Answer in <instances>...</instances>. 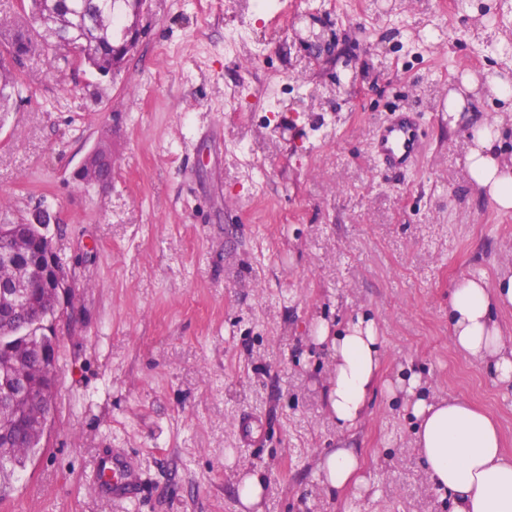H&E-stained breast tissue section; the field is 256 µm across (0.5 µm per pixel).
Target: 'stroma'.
I'll use <instances>...</instances> for the list:
<instances>
[{"label": "stroma", "instance_id": "35a3bbf8", "mask_svg": "<svg viewBox=\"0 0 512 512\" xmlns=\"http://www.w3.org/2000/svg\"><path fill=\"white\" fill-rule=\"evenodd\" d=\"M141 37L114 78L72 75L42 47L0 59L21 92L0 111V223L42 212L79 280L57 352L44 453L16 470L0 512H241L247 472L263 512H452L386 382L422 372L433 394L498 423L512 456V388L448 334L463 275L512 270V212L475 192L465 129L446 103L464 75L473 119L512 101L486 89L512 45V9L487 21L457 0H144ZM354 82H343L346 69ZM424 131L415 169L377 167L369 144L398 108ZM112 182L76 178L101 138ZM375 319L384 386L340 431L319 323ZM260 443L242 440L240 412ZM357 449L368 491L329 492L316 461ZM126 454L136 501L99 491L94 462ZM266 489V482L261 476L255 473L244 475L239 484V498L244 510L262 512V503Z\"/></svg>", "mask_w": 512, "mask_h": 512}]
</instances>
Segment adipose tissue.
Here are the masks:
<instances>
[{
	"instance_id": "adipose-tissue-1",
	"label": "adipose tissue",
	"mask_w": 512,
	"mask_h": 512,
	"mask_svg": "<svg viewBox=\"0 0 512 512\" xmlns=\"http://www.w3.org/2000/svg\"><path fill=\"white\" fill-rule=\"evenodd\" d=\"M472 146L466 157L469 177L496 208L512 212V162L499 151L498 123L469 125ZM512 306V274L495 284L462 276L448 293V331L454 347L483 366L500 383L512 385V339H506L498 313ZM326 345L333 372L325 389L327 411L338 428L352 430L363 421L383 362L372 318L358 315L343 330L327 325L315 331ZM397 389L413 420V447L433 489L450 498L453 512H512V456L502 448L500 429L487 413L467 401L428 393L421 374L409 373ZM361 463L351 448H336L317 464L321 485L344 490L363 483Z\"/></svg>"
}]
</instances>
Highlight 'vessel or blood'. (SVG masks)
Wrapping results in <instances>:
<instances>
[{"label": "vessel or blood", "instance_id": "b4317fda", "mask_svg": "<svg viewBox=\"0 0 512 512\" xmlns=\"http://www.w3.org/2000/svg\"><path fill=\"white\" fill-rule=\"evenodd\" d=\"M372 151L384 169L406 170L414 166L423 151L422 130L416 115L411 112H398L384 122L372 144ZM98 468L101 472L111 473L115 496L133 499L135 480L123 459H99Z\"/></svg>", "mask_w": 512, "mask_h": 512}]
</instances>
